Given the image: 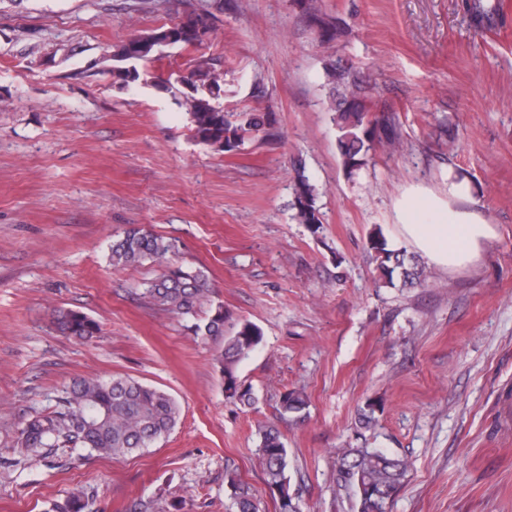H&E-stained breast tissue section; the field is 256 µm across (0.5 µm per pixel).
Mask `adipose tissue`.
<instances>
[{
    "label": "adipose tissue",
    "mask_w": 512,
    "mask_h": 512,
    "mask_svg": "<svg viewBox=\"0 0 512 512\" xmlns=\"http://www.w3.org/2000/svg\"><path fill=\"white\" fill-rule=\"evenodd\" d=\"M464 185L453 183L447 197L414 189L396 208L398 234L434 266L457 273L478 262L495 236L492 225L454 210L449 200L464 195Z\"/></svg>",
    "instance_id": "adipose-tissue-1"
}]
</instances>
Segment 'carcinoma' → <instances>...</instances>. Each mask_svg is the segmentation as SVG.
<instances>
[{"instance_id": "1", "label": "carcinoma", "mask_w": 512, "mask_h": 512, "mask_svg": "<svg viewBox=\"0 0 512 512\" xmlns=\"http://www.w3.org/2000/svg\"><path fill=\"white\" fill-rule=\"evenodd\" d=\"M309 17L327 41L339 39L344 28L340 22L323 15L308 3ZM167 30L161 26L146 36L134 37L115 53L120 60L135 59L131 49L145 44ZM224 72L215 63L201 60L183 76L193 88L191 98L180 105L190 116L195 137L216 151L237 152L245 145L246 136L271 135L270 113L253 108L243 112H226L215 105L214 91L222 88ZM329 86L328 111L336 113L340 136L338 145L345 169L354 174L372 164L373 144L385 142L396 147V137L389 134L393 119L388 115L370 117L366 107L369 88L359 80L353 65L340 59L324 64ZM292 208L295 218L317 232L321 220L316 208V187L298 174ZM367 250L377 262V280L391 284L394 272L402 267L395 250L381 230L369 234ZM175 241L151 234L138 226L128 227L112 240L110 261L114 267H131L146 261L165 265L164 271L148 282L143 297L160 309L180 316H199L192 325L195 335L217 346V361L224 367V392L227 400L246 405L252 400V387L239 382L236 366L247 359L262 342L261 329L245 319L232 320L224 305L214 300V291L207 272L201 267H173L169 257L175 253ZM57 330L80 341H90L98 333V325L86 315L69 309L53 312ZM307 407L305 396L287 390L280 397V415L302 412ZM180 416L177 402L165 391L145 385L131 377H95L75 380L57 408L37 413L24 422L18 444L28 450L38 448H87L105 457H124L150 447L169 434ZM264 480L279 494V512H297L289 493L288 454L279 431L269 427L261 434L257 448ZM408 461L385 450L352 446L336 466V484L348 492L355 512H370L367 491L378 493L375 512H388L389 504L399 492L408 471ZM233 489L236 512H259V503L250 486L233 473L226 474ZM46 512H93L92 502L82 493H73L62 501L50 502Z\"/></svg>"}]
</instances>
